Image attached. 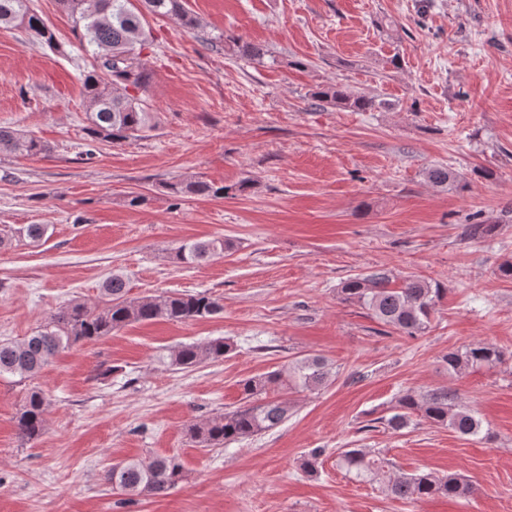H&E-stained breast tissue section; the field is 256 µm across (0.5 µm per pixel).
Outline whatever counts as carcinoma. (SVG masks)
I'll return each mask as SVG.
<instances>
[{
    "label": "carcinoma",
    "mask_w": 512,
    "mask_h": 512,
    "mask_svg": "<svg viewBox=\"0 0 512 512\" xmlns=\"http://www.w3.org/2000/svg\"><path fill=\"white\" fill-rule=\"evenodd\" d=\"M60 0L73 18L81 42L92 48V69L82 78L90 112L85 127L92 142L121 144L138 137L147 126L148 106L133 91L145 87L149 74L136 46L147 40L144 12L171 16L193 30L197 18L184 7V0ZM0 26L25 27L38 40L55 45L50 26L29 6V0H0ZM239 52L251 59L266 56L264 47L235 39ZM313 97L333 107L366 111L376 100L364 94L352 95L339 86L319 87ZM51 146L45 141L11 127L0 126V155L37 156L47 154ZM426 178L434 186L460 188L458 175L444 166L427 170ZM172 197H222L229 194L226 186L186 177L168 184ZM47 224H29L18 234L35 243L48 233ZM229 248L222 239L190 241L174 249L173 259L181 264L205 261ZM445 289L440 284L408 276L398 287L385 273L353 277L340 288L341 299L357 304L399 334L414 338L430 328L431 315L442 300ZM222 311L219 302L206 292L173 293L161 297L130 298L125 280L113 275L105 280L98 302L89 305L73 300L58 308L36 331L19 341L0 343V376L9 374L22 380L33 379L63 350L79 342L99 338L135 323L157 320L195 321ZM231 349L222 338L202 345H182L169 354L170 365L196 367L206 361L224 359ZM503 351L493 345L471 344L448 352L444 361L448 370L463 374L492 369L503 362ZM336 373L319 355H307L288 363L280 370L253 376L241 382L245 404L202 423L188 427V435L204 448L240 442L270 431L286 419L290 406L279 396L282 390H315L328 385ZM50 400L37 387L29 388L16 413L18 437L26 442L38 439L44 432ZM446 427L461 436H476L482 422L466 407L456 404L446 391L403 395L396 412L385 419L395 431L409 427L413 416ZM340 465L361 480L386 474L388 460L364 448H346L339 455ZM185 477L181 458L176 455L156 456L149 460L127 458L106 470L105 481L112 489L132 499L143 495H163ZM386 490L392 497L418 501L444 497L463 499L473 493L470 483L456 475L439 477L431 472L399 473L388 477Z\"/></svg>",
    "instance_id": "carcinoma-1"
}]
</instances>
